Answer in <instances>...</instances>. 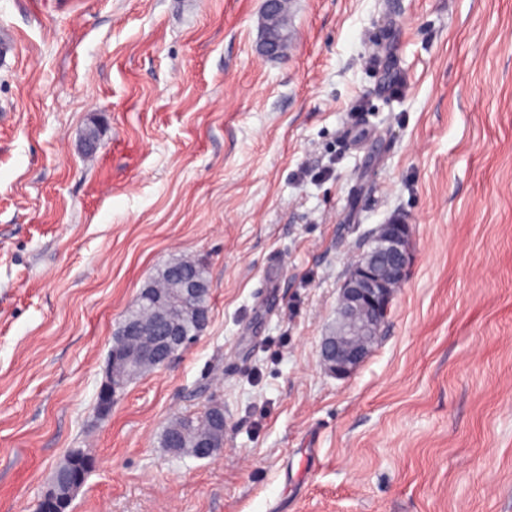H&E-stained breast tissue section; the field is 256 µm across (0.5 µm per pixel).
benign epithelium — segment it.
I'll use <instances>...</instances> for the list:
<instances>
[{
	"mask_svg": "<svg viewBox=\"0 0 512 512\" xmlns=\"http://www.w3.org/2000/svg\"><path fill=\"white\" fill-rule=\"evenodd\" d=\"M280 0H265L262 15V52L280 55L281 37L274 20ZM376 245L354 260L339 291L336 327L321 341V361L328 374L339 379L351 377L372 350L387 318L397 288L405 281L411 264V225L394 217L375 229ZM123 334L132 347L111 350L104 375L109 383L124 385L135 374L129 371L132 362L151 355L157 367L168 365L191 339L184 336L179 324L165 317L152 326L126 321ZM82 484H64L56 479L41 497L43 505L60 501L70 505Z\"/></svg>",
	"mask_w": 512,
	"mask_h": 512,
	"instance_id": "7a95c632",
	"label": "benign epithelium"
}]
</instances>
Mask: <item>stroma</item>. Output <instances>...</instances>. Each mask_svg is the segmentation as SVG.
Returning <instances> with one entry per match:
<instances>
[{"label": "stroma", "instance_id": "stroma-1", "mask_svg": "<svg viewBox=\"0 0 512 512\" xmlns=\"http://www.w3.org/2000/svg\"><path fill=\"white\" fill-rule=\"evenodd\" d=\"M0 0V512H512V0ZM98 127L95 153L83 145ZM412 261L371 354L327 374L377 225ZM210 322L98 393L174 258ZM224 403L212 458L174 418ZM282 1V2H281ZM266 0L262 15L263 40L262 52L267 56H279L281 37L275 31L274 20L281 2V12L288 18V0ZM177 269H184L188 272L194 273L195 275L208 280L206 268L202 264H200L199 262L194 261V260L181 259L178 261L170 262L167 265H165L158 272L157 277L150 284L145 286L140 291L139 294L143 293V291L146 290L147 288H158V289L175 288V281L170 279L169 277ZM84 482L78 484H65L60 478L54 479V483H50L41 497L43 502V510L45 511L50 502L61 501L69 506ZM62 486L66 488V493H61Z\"/></svg>", "mask_w": 512, "mask_h": 512}]
</instances>
